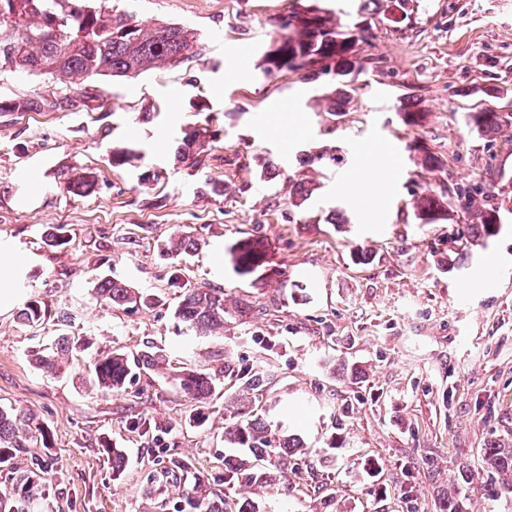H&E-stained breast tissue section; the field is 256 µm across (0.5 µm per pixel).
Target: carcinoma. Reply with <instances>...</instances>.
<instances>
[{
    "instance_id": "carcinoma-1",
    "label": "carcinoma",
    "mask_w": 512,
    "mask_h": 512,
    "mask_svg": "<svg viewBox=\"0 0 512 512\" xmlns=\"http://www.w3.org/2000/svg\"><path fill=\"white\" fill-rule=\"evenodd\" d=\"M79 14H73L74 4ZM0 74L26 73L50 76L79 96L88 94L86 82L97 77L131 79L152 69H177L200 57L202 44L197 33L178 23L163 22L150 31L141 28L134 15L110 4V0H0ZM278 29L269 48L263 53L258 70L261 76L272 73L295 75L304 84L329 77L324 99L333 117L347 112L357 87L356 75L363 71L357 46L367 38L364 20L341 28L333 24L330 9L319 0L291 9L276 19ZM71 106V98L45 96L19 97L0 102V112L62 111ZM467 123L480 136L493 134L501 125L500 115L482 108L467 114ZM178 160L195 168L203 165V154L213 141L209 124L200 123L182 130ZM495 183L456 188L458 202H466L470 224L467 237L486 239L497 234L502 213H512V196L493 191ZM68 192L89 193L98 188L92 172L74 173L64 179ZM413 214L420 224H432L451 216L453 207L444 197L421 192L413 200ZM71 242L64 225H54L44 236L50 248H62ZM199 239L180 234L158 245L162 256L173 267L199 249ZM233 272L239 276L255 273L264 265L262 244L243 239L227 249ZM181 299L173 316L194 332L204 336L224 335V321L247 313L245 303L231 308L224 303L221 288L181 286ZM93 298L111 308L129 309L149 304L146 296L124 281L102 278ZM20 323L36 328L49 319L63 326L69 320L66 309L50 313L37 300L30 301L17 313ZM162 355L145 350L137 358L119 351H101L92 360L91 375L95 385L121 393L140 371L162 369ZM175 389L189 400L208 404L224 387L233 390L234 411L224 423V443L239 448L243 454L224 461V486L231 489L240 479L256 487L275 480L288 481L290 458L301 453L304 442L296 434L272 431L262 414V402L275 385L271 370L246 371L226 363L215 370L196 367H173L167 371ZM129 430L152 434L161 442L165 429L147 419L134 417ZM46 436L39 426L19 413L0 410V471L11 470L17 453L42 443ZM483 460L499 476L498 488L503 497H512V445L494 442L483 449ZM193 463L171 458L161 467L167 481H182ZM34 473L17 474L0 491V512H18L26 503ZM205 512H262L257 501L232 499L220 495L205 503Z\"/></svg>"
}]
</instances>
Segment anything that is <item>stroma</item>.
I'll list each match as a JSON object with an SVG mask.
<instances>
[{"instance_id": "obj_1", "label": "stroma", "mask_w": 512, "mask_h": 512, "mask_svg": "<svg viewBox=\"0 0 512 512\" xmlns=\"http://www.w3.org/2000/svg\"><path fill=\"white\" fill-rule=\"evenodd\" d=\"M291 0H130L145 29L176 22L201 34L200 60L133 79L95 78L91 98L64 111L0 114V242L24 258L0 278L18 285L0 311V408L34 414L46 447L18 455L37 471L27 512H193L184 487L153 477L157 458L195 465L208 491L259 501L265 512H440L447 497L464 512H512L497 496L483 450L512 444V214L484 244L463 249L462 208L450 219L417 223L411 208L425 190L494 175L512 193V120L491 140L471 132L474 107L512 111V0H371L365 63L345 115L322 112L321 84L292 75L261 78L271 20ZM45 77L0 75V100L68 96ZM417 106L405 125L401 106ZM209 121L216 137L201 168L174 159L184 126ZM441 169L422 170L413 146ZM139 151L115 168L113 147ZM339 148L344 160L301 165L299 153ZM37 164V201L19 199L20 178ZM386 186L383 212L350 181L365 168ZM70 169L96 172L91 194L63 190ZM224 185L211 193L209 180ZM313 194L295 205L292 183ZM66 225L69 245L48 249L43 232ZM180 232L203 246L171 269L158 250ZM264 244L267 264L234 274L227 246ZM368 259L357 264L355 250ZM107 274L150 295L133 310L97 303ZM180 284L220 288L227 304L250 313L227 321L223 336H199L172 314ZM30 300L65 308L60 328H29L16 318ZM88 336L95 349L135 354L161 350L174 366L273 365L277 382L266 419L298 435L288 485L224 487L223 406L195 405L163 376L137 375V406L94 386L86 354L72 352L58 375L34 363L60 333ZM161 423L164 443L129 431L131 413ZM124 450L114 477L101 448Z\"/></svg>"}]
</instances>
